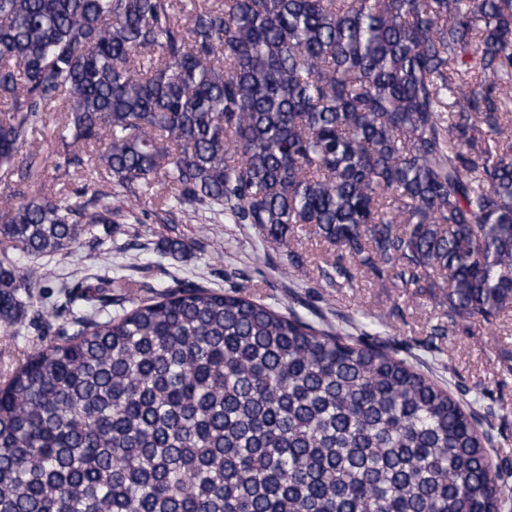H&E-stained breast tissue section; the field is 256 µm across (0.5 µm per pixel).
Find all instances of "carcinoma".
I'll return each instance as SVG.
<instances>
[{
  "label": "carcinoma",
  "instance_id": "obj_1",
  "mask_svg": "<svg viewBox=\"0 0 512 512\" xmlns=\"http://www.w3.org/2000/svg\"><path fill=\"white\" fill-rule=\"evenodd\" d=\"M0 169L92 150L126 197L208 206L331 268L447 289L448 326L512 312V0H0ZM0 195L21 258L80 246L112 207ZM65 295L59 342L0 387V512H505L462 402L369 338L176 283L112 309ZM33 266L0 261L14 335Z\"/></svg>",
  "mask_w": 512,
  "mask_h": 512
}]
</instances>
